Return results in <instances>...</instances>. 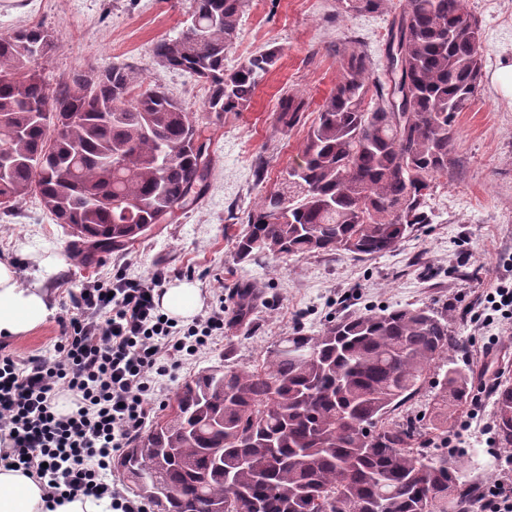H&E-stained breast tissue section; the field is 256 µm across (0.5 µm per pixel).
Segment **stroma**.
<instances>
[{"label": "stroma", "instance_id": "35a3bbf8", "mask_svg": "<svg viewBox=\"0 0 512 512\" xmlns=\"http://www.w3.org/2000/svg\"><path fill=\"white\" fill-rule=\"evenodd\" d=\"M191 2L0 0V36L30 26L53 35L51 56L33 64L48 83L78 67L128 66L145 85L164 90L195 114L210 158L197 203L119 250L88 254L34 195L0 213V258L13 260L22 284L40 283L54 309L34 336L11 341V350L25 358L52 349L60 336L59 318L74 311L73 294L109 278L118 266L133 278L161 271L171 280L195 282L207 309L233 287L263 289L245 326L225 324L223 336L190 357L174 378L159 380L154 394L163 402L203 369H253L268 348L296 331L314 334L351 313L427 306L447 313L461 346L441 356L396 416L426 412L449 363L466 367L473 396L448 428L429 430L430 445L451 447L463 481L483 487L512 475V452L489 443L481 432L484 423L495 420L498 382L512 381V319L481 329L470 321L471 309L490 288L512 280V100L491 82L499 65L512 61V0L468 2L481 29L482 78L475 100L456 117L458 167L447 185L435 189L429 223L418 225L390 253L369 260L336 253L255 264L238 262L236 236L260 196L280 188L288 167L298 162L319 106L340 77L333 45L355 38L381 60L390 17L342 13L337 0H250L227 66L275 46L280 59L260 81L250 106L219 120L202 108L207 85L159 66L152 53L156 41L187 27ZM286 92L307 104L298 126L288 132L276 122Z\"/></svg>", "mask_w": 512, "mask_h": 512}]
</instances>
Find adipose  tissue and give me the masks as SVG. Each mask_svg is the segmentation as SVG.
Segmentation results:
<instances>
[{
	"label": "adipose tissue",
	"mask_w": 512,
	"mask_h": 512,
	"mask_svg": "<svg viewBox=\"0 0 512 512\" xmlns=\"http://www.w3.org/2000/svg\"><path fill=\"white\" fill-rule=\"evenodd\" d=\"M159 307L172 319L190 321L201 309L195 283L174 280L160 293ZM52 314L47 292L40 284L23 285L10 261H0V336L24 338L43 326ZM112 500L77 495L47 510L43 490L21 472L0 469V512H112Z\"/></svg>",
	"instance_id": "obj_1"
}]
</instances>
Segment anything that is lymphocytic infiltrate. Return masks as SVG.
<instances>
[{
    "instance_id": "obj_1",
    "label": "lymphocytic infiltrate",
    "mask_w": 512,
    "mask_h": 512,
    "mask_svg": "<svg viewBox=\"0 0 512 512\" xmlns=\"http://www.w3.org/2000/svg\"><path fill=\"white\" fill-rule=\"evenodd\" d=\"M164 281L118 268L81 288L50 355L21 359L0 343V467L38 480L46 504L83 494L111 497L113 512H148L114 481L112 456L153 413L154 380L224 333L220 305L187 326L163 318L155 298ZM62 390L76 403L68 414L56 408Z\"/></svg>"
}]
</instances>
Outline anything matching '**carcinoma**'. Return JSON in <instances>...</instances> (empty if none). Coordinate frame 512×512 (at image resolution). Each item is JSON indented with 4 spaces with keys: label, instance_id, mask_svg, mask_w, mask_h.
<instances>
[{
    "label": "carcinoma",
    "instance_id": "obj_1",
    "mask_svg": "<svg viewBox=\"0 0 512 512\" xmlns=\"http://www.w3.org/2000/svg\"><path fill=\"white\" fill-rule=\"evenodd\" d=\"M392 4L338 0L346 13L392 14L383 73L374 76L356 41L336 43V90L283 187L248 212L239 261L367 259L429 223L428 199L457 166L455 118L480 87V26L467 0ZM247 6L192 0L186 29L153 47L161 67L209 84L203 108L217 117L247 109L280 58L273 47L225 66ZM53 48L41 28L0 37V211L35 195L93 249H118L199 196L206 142L194 113L126 66L74 70L49 89L29 64ZM305 110L302 97L286 94L278 121L290 130ZM254 294L236 293L240 325ZM456 346L448 315L420 307L298 331L270 347L259 369H209L185 382L114 466L154 512H242L245 500L258 512H467L476 487L459 481L448 452L428 447L423 418L389 419ZM469 395V377L451 367L433 404L446 412ZM494 404L497 441L512 449V384L497 388ZM153 477L161 501L143 492Z\"/></svg>",
    "mask_w": 512,
    "mask_h": 512
}]
</instances>
